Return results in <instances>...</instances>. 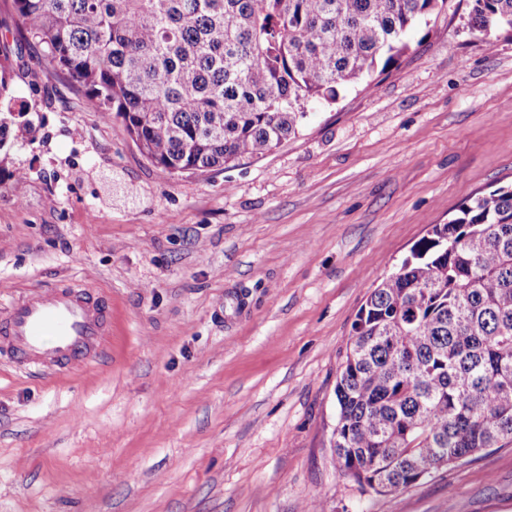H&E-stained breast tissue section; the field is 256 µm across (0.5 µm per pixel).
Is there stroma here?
<instances>
[{
    "mask_svg": "<svg viewBox=\"0 0 512 512\" xmlns=\"http://www.w3.org/2000/svg\"><path fill=\"white\" fill-rule=\"evenodd\" d=\"M446 0L259 159L170 174L24 43L33 125L0 155V321L69 281L112 312L75 371L0 346V512H512V444L362 492L333 448L336 381L370 293L430 225L512 184V31ZM81 136H74V129Z\"/></svg>",
    "mask_w": 512,
    "mask_h": 512,
    "instance_id": "35a3bbf8",
    "label": "stroma"
}]
</instances>
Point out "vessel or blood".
Returning <instances> with one entry per match:
<instances>
[{
    "label": "vessel or blood",
    "instance_id": "b4317fda",
    "mask_svg": "<svg viewBox=\"0 0 512 512\" xmlns=\"http://www.w3.org/2000/svg\"><path fill=\"white\" fill-rule=\"evenodd\" d=\"M108 309L91 291L63 284L14 302L0 334L15 358L48 369H78L107 342Z\"/></svg>",
    "mask_w": 512,
    "mask_h": 512
}]
</instances>
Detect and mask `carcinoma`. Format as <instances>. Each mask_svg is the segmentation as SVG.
<instances>
[{
	"label": "carcinoma",
	"instance_id": "cac0c4a2",
	"mask_svg": "<svg viewBox=\"0 0 512 512\" xmlns=\"http://www.w3.org/2000/svg\"><path fill=\"white\" fill-rule=\"evenodd\" d=\"M445 0H12L23 38L173 175L261 157L334 103ZM467 24L512 30V0ZM0 48V150L24 116ZM336 462L360 489L408 488L512 442V186L433 224L351 327Z\"/></svg>",
	"mask_w": 512,
	"mask_h": 512
}]
</instances>
